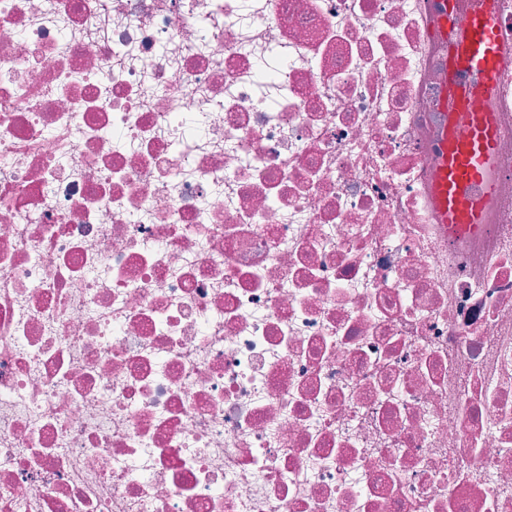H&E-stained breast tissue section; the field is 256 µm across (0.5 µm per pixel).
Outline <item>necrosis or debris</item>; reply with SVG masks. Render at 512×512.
I'll return each mask as SVG.
<instances>
[{"instance_id": "1", "label": "necrosis or debris", "mask_w": 512, "mask_h": 512, "mask_svg": "<svg viewBox=\"0 0 512 512\" xmlns=\"http://www.w3.org/2000/svg\"><path fill=\"white\" fill-rule=\"evenodd\" d=\"M480 230L436 0H0V512H512V0Z\"/></svg>"}]
</instances>
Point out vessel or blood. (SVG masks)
I'll return each instance as SVG.
<instances>
[{"label":"vessel or blood","instance_id":"b4317fda","mask_svg":"<svg viewBox=\"0 0 512 512\" xmlns=\"http://www.w3.org/2000/svg\"><path fill=\"white\" fill-rule=\"evenodd\" d=\"M438 28L448 41L446 93L456 110L449 113L439 148L440 177L433 193L441 221L452 235L475 231L482 222V199L476 188L489 187V169L500 138L490 112L476 109L475 100L489 95L501 76L502 44L494 0H483L470 27L460 35L450 32L447 17L458 0H439ZM469 129L466 140L453 137L456 125Z\"/></svg>","mask_w":512,"mask_h":512}]
</instances>
